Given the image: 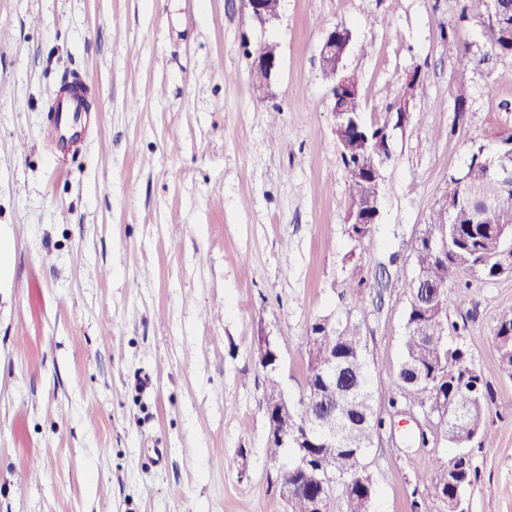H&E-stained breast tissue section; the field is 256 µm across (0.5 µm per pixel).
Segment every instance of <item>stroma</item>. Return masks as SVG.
I'll list each match as a JSON object with an SVG mask.
<instances>
[{
	"label": "stroma",
	"instance_id": "obj_1",
	"mask_svg": "<svg viewBox=\"0 0 512 512\" xmlns=\"http://www.w3.org/2000/svg\"><path fill=\"white\" fill-rule=\"evenodd\" d=\"M280 13L263 29L246 0H0V512H286L261 344L298 402L310 320L360 298L384 420L365 458L373 508L441 512L418 474L454 447L436 417L393 405L399 283L448 179L512 132V57L485 44L476 0H281ZM336 26L352 33L362 120L390 135L360 244L321 73ZM452 37L485 58L462 112ZM266 43L279 69L259 95ZM73 81L91 109L61 163L49 112ZM465 280L471 301L448 318L466 330L448 344L492 391L469 512H512V378L493 340L512 274Z\"/></svg>",
	"mask_w": 512,
	"mask_h": 512
}]
</instances>
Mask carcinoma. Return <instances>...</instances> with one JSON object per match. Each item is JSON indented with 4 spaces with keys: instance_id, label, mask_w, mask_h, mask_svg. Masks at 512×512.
Instances as JSON below:
<instances>
[{
    "instance_id": "carcinoma-1",
    "label": "carcinoma",
    "mask_w": 512,
    "mask_h": 512,
    "mask_svg": "<svg viewBox=\"0 0 512 512\" xmlns=\"http://www.w3.org/2000/svg\"><path fill=\"white\" fill-rule=\"evenodd\" d=\"M482 36L499 56H512V0L502 3L498 15H481ZM448 53L456 58L459 83L456 103L465 110L466 74L486 57L472 53L457 41L448 42ZM354 113L346 126L335 130L342 163L347 172L351 206L367 211L381 199L382 181L375 172L389 154L382 151L385 132L381 126L361 124L359 102L350 103ZM442 204L413 250L417 281H403L408 294L404 360L400 380L408 404L421 409L436 408L448 441L456 448L446 462L423 471L422 481L433 488L446 512L458 505L469 506L467 491L477 477L473 441L485 435L490 394L470 353L448 347V335L458 327L448 322V288L460 283L462 274H481L487 279L503 275L501 254L512 232V183L498 178L481 161L470 159L463 176L448 179ZM453 221H448V216ZM354 311L315 317L309 322L312 345L308 350L307 391L294 408L292 419L271 416L269 428L293 433L307 420L310 404L319 400L336 406L326 424L325 437L311 448L295 449L294 461L280 471L288 488V512H311L309 502L320 490L313 475H336L344 512H372L374 488L367 473L365 455L384 421L375 416L371 395V372L366 358L363 320ZM499 363L512 377V310L503 312L493 329ZM343 368L346 380L327 376L330 360Z\"/></svg>"
}]
</instances>
